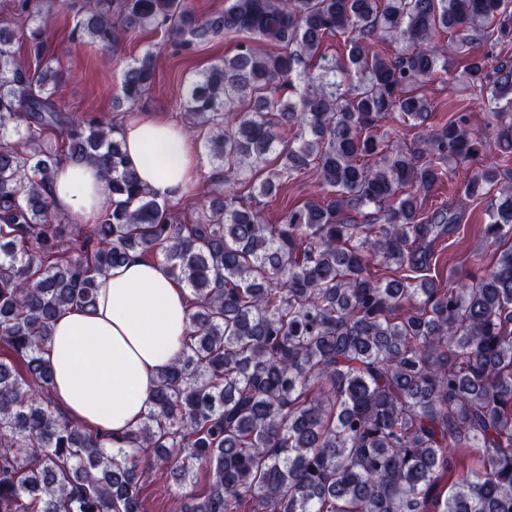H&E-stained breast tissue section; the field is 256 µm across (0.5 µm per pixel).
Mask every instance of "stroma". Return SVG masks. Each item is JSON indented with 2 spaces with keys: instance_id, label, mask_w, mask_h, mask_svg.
<instances>
[{
  "instance_id": "obj_1",
  "label": "stroma",
  "mask_w": 512,
  "mask_h": 512,
  "mask_svg": "<svg viewBox=\"0 0 512 512\" xmlns=\"http://www.w3.org/2000/svg\"><path fill=\"white\" fill-rule=\"evenodd\" d=\"M37 19L45 28L50 54L59 59L69 73L57 90V98L71 110L94 114L108 124L122 125L131 120V113L115 108L122 70L151 49L156 54V78L139 109L177 126H185L183 87L198 72L232 54L236 43L235 37L218 36L197 45L191 53L182 54L172 49L162 33L145 30L128 35L115 53L105 56L95 48L73 40L71 33L76 13L61 0H41ZM448 67L454 74L453 80L434 79L421 85L422 93L439 106L433 114L434 123L446 122L452 109L460 108L470 113L474 129H483L486 114L482 100L473 94L461 76L462 57L450 54ZM319 192L314 171L294 174L275 195L263 199L262 215L266 223H278L285 209L300 206ZM445 203L461 212V226L439 245L436 259L426 273L427 278L444 283L452 276L467 280L491 270L497 253L483 238L484 227L489 221L486 202L459 198L456 179L451 176L425 199L424 206L430 210ZM182 505L181 490L168 471L152 473L142 488L141 512H181Z\"/></svg>"
}]
</instances>
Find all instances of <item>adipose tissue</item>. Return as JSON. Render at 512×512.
Wrapping results in <instances>:
<instances>
[{
  "label": "adipose tissue",
  "mask_w": 512,
  "mask_h": 512,
  "mask_svg": "<svg viewBox=\"0 0 512 512\" xmlns=\"http://www.w3.org/2000/svg\"><path fill=\"white\" fill-rule=\"evenodd\" d=\"M123 139L158 196L178 198L194 182L199 160L179 128L146 116L127 122ZM48 190L59 210L84 223L110 203L101 173L84 163L59 164ZM98 284L95 312H62L45 357L53 399L66 417L119 441L148 409L158 372L179 354L190 308L165 266L137 253Z\"/></svg>",
  "instance_id": "obj_1"
}]
</instances>
